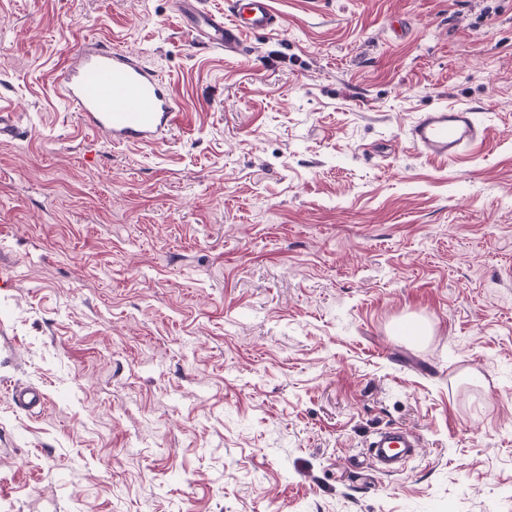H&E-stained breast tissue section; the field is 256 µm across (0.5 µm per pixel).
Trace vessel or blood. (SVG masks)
Wrapping results in <instances>:
<instances>
[{
    "label": "vessel or blood",
    "instance_id": "vessel-or-blood-1",
    "mask_svg": "<svg viewBox=\"0 0 512 512\" xmlns=\"http://www.w3.org/2000/svg\"><path fill=\"white\" fill-rule=\"evenodd\" d=\"M229 16H200L195 0H181L180 11L197 24L202 48L231 55L253 32L274 29L277 19L269 0H228ZM62 97L76 110L82 124L115 145H151L177 121L168 83L144 66L132 52L104 43H90L53 75ZM414 148L423 156L451 159L483 141L485 130L476 110L467 106H435L422 112L409 129ZM12 401L24 411L41 412L48 405L42 389L11 387ZM383 462L412 452L417 438L409 432L384 430L370 443Z\"/></svg>",
    "mask_w": 512,
    "mask_h": 512
}]
</instances>
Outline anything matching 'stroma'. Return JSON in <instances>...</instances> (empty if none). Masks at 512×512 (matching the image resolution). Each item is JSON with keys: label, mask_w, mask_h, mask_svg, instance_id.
<instances>
[{"label": "stroma", "mask_w": 512, "mask_h": 512, "mask_svg": "<svg viewBox=\"0 0 512 512\" xmlns=\"http://www.w3.org/2000/svg\"><path fill=\"white\" fill-rule=\"evenodd\" d=\"M270 4L227 56L174 0H0V512H512V0ZM87 39L169 80L156 144L58 94ZM437 105L484 142L419 155ZM10 395L16 406L26 412H43L48 405L47 396L39 387L12 386ZM374 449L375 455L389 464L418 448L417 438L407 431L384 430L376 434L368 445ZM401 453V456L398 454Z\"/></svg>", "instance_id": "obj_1"}]
</instances>
